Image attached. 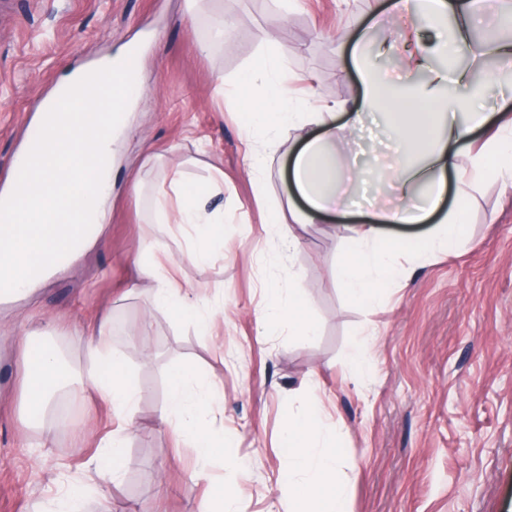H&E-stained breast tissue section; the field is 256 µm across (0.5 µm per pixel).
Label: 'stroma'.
I'll use <instances>...</instances> for the list:
<instances>
[{
	"mask_svg": "<svg viewBox=\"0 0 512 512\" xmlns=\"http://www.w3.org/2000/svg\"><path fill=\"white\" fill-rule=\"evenodd\" d=\"M220 12L234 18L236 37L201 52ZM279 13L277 0H0V189L57 81L148 38L145 91L122 148L105 242L36 300L0 305V512H50L57 490L73 483L86 489L85 512H97L104 493L113 512H200L218 484L227 512H283L279 485L290 461L281 432L289 415L304 412L311 385L341 437L347 512H512V185L471 175L450 183L446 206L461 194L470 201L464 245L397 254L402 277L369 306L349 299L337 278L362 218L344 212L328 224L294 225L302 246L285 252L254 187L264 182L271 204L287 209L297 132H283L264 171L253 170L244 118L213 97L215 78L235 80L274 40L288 50L295 91L311 89L310 107L348 110L362 92L351 58L361 32L380 41L411 31L424 46L435 32L393 16L391 0H298L285 22ZM213 163L224 171L222 253L206 271L185 261L176 273L185 285L205 282L217 311L214 335L200 336L127 287L146 244L185 245L152 220L166 174L203 179ZM292 272L317 325L311 338L256 323L266 285L287 287ZM107 311L112 347L143 391L116 485L93 464L100 438L121 428L107 406L72 399L68 425L47 440L20 423L18 337L62 345L67 370H78L88 363L86 335ZM174 362L193 363L224 387L223 411L209 425L226 447L199 482L189 443L158 423Z\"/></svg>",
	"mask_w": 512,
	"mask_h": 512,
	"instance_id": "stroma-1",
	"label": "stroma"
}]
</instances>
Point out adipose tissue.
<instances>
[{
	"label": "adipose tissue",
	"instance_id": "1",
	"mask_svg": "<svg viewBox=\"0 0 512 512\" xmlns=\"http://www.w3.org/2000/svg\"><path fill=\"white\" fill-rule=\"evenodd\" d=\"M488 0H392L394 14L414 16L439 33L435 50L452 58L465 41V32L476 7ZM491 51L499 61L495 75L471 84L447 71L434 74L430 83H405L392 94L379 91V79L370 70L363 41L351 52L364 85L345 123H338L335 107L322 112L300 111L293 101L287 53L277 47L257 56L235 84L220 82L215 92L234 97L249 115L248 132L256 160H263L280 130L302 128L299 148L289 163L290 180L306 207L284 217L269 207V221L283 227L288 249L300 248L301 240L287 228V220L316 224L340 208L341 187L348 177L336 162L340 130L355 131L367 114L381 113L384 130L396 145L388 164L396 201L379 205L372 226L359 229V247L347 252L338 266L344 291L357 302L377 300L384 284L398 275L392 258L400 252H416L426 246L458 248L466 236L469 202L459 198L447 217L437 220L422 238H383L381 224H423L432 218L446 190L447 174L463 177L466 171L488 172L512 179V120L502 123L482 149L463 155L460 146L477 129L487 125L492 113L482 107L490 96L512 97V45L495 44ZM126 53L105 57L73 71L57 84L48 98L57 108L56 125L49 132L44 155L33 165L26 194L15 202V218L0 224V304L32 296L51 275L65 265L79 263L103 238L110 220L112 173L116 166L114 144L130 129L131 107L142 95L140 74L128 71ZM261 83V100L250 89ZM439 109H429V101ZM224 188V172L213 167L208 179L185 181L180 171L167 175L154 203V219L173 224L185 234L187 245L179 255L168 244L155 243L167 253L171 265L189 261L206 268L215 245L224 239V211L208 209L209 200ZM168 264V265H169ZM166 267V266H165ZM156 263L138 267L132 293L146 296L153 307L173 311L191 321L199 335H210L215 323L212 311L197 302L195 287L183 286ZM267 304L257 313L260 325L287 322L302 336L315 333L306 316V295L298 275L287 288L270 283ZM91 365L64 374L50 349H33L21 339L25 357L21 421L50 438L56 423L52 403L57 389L74 384L87 395L110 403L124 429L137 424V405L142 391L131 377L124 354L112 348V315L104 313L87 339ZM224 388L188 365L168 370L165 404L160 424L177 437H189L200 466H207L224 440L211 433L202 416L219 409ZM318 398L310 396L309 411L289 417L283 429V445L293 468L280 489L288 512H344L346 480L338 464L337 439L320 423Z\"/></svg>",
	"mask_w": 512,
	"mask_h": 512
}]
</instances>
